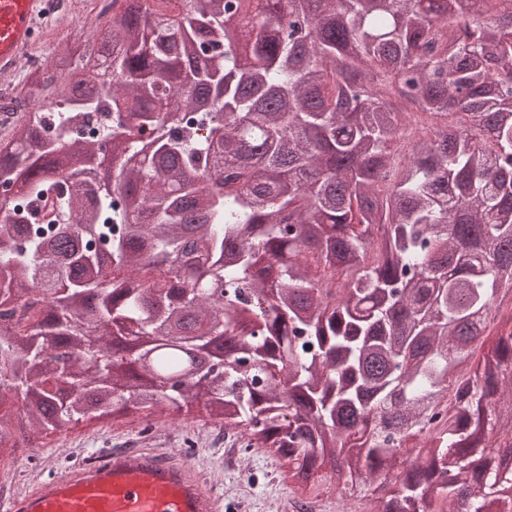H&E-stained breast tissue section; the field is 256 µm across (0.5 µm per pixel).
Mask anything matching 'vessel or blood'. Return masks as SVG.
Listing matches in <instances>:
<instances>
[{
    "mask_svg": "<svg viewBox=\"0 0 512 512\" xmlns=\"http://www.w3.org/2000/svg\"><path fill=\"white\" fill-rule=\"evenodd\" d=\"M45 0H0V74L34 45ZM0 512H224L217 486L187 460L148 449H107L0 499Z\"/></svg>",
    "mask_w": 512,
    "mask_h": 512,
    "instance_id": "vessel-or-blood-1",
    "label": "vessel or blood"
}]
</instances>
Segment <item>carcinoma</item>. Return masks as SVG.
<instances>
[{
    "label": "carcinoma",
    "mask_w": 512,
    "mask_h": 512,
    "mask_svg": "<svg viewBox=\"0 0 512 512\" xmlns=\"http://www.w3.org/2000/svg\"><path fill=\"white\" fill-rule=\"evenodd\" d=\"M450 3L112 0L30 72L0 441L196 402L304 504L512 512V0Z\"/></svg>",
    "instance_id": "obj_1"
}]
</instances>
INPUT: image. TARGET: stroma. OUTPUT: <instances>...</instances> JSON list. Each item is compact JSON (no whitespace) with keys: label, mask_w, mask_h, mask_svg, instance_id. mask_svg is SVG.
<instances>
[{"label":"stroma","mask_w":512,"mask_h":512,"mask_svg":"<svg viewBox=\"0 0 512 512\" xmlns=\"http://www.w3.org/2000/svg\"><path fill=\"white\" fill-rule=\"evenodd\" d=\"M71 2L66 21L47 26L38 41L37 52L44 58L94 41L105 27L99 0ZM157 418L158 425L149 432L137 417L102 425L83 422L12 453L1 449L0 482L26 488L38 480L63 475L69 464L105 447L132 445L180 455L210 472L220 483L226 512H284L283 506L293 493L277 459L261 450H243L226 440L223 426L205 420L199 407L181 414L166 407Z\"/></svg>","instance_id":"1"}]
</instances>
